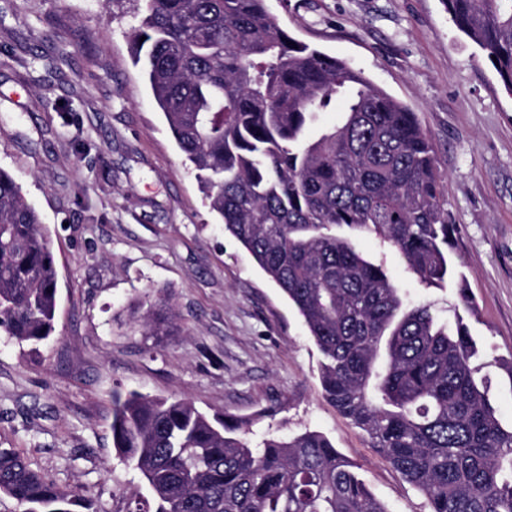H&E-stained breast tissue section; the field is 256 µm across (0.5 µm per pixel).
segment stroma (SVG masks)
<instances>
[{
  "instance_id": "35a3bbf8",
  "label": "stroma",
  "mask_w": 512,
  "mask_h": 512,
  "mask_svg": "<svg viewBox=\"0 0 512 512\" xmlns=\"http://www.w3.org/2000/svg\"><path fill=\"white\" fill-rule=\"evenodd\" d=\"M299 40L348 61L433 138L454 257L486 357L512 355V94L442 0H267ZM132 0H0V169L40 213L58 269L55 330L38 353L0 339V447L127 512L139 474L112 446V394L191 401L208 414L267 410L256 432H323L388 512L426 498L330 405L297 311L225 235L132 63ZM53 108L43 109V99ZM409 299L453 320L452 285ZM167 299L178 329L149 333Z\"/></svg>"
}]
</instances>
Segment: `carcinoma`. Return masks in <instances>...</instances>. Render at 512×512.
I'll return each mask as SVG.
<instances>
[{
	"label": "carcinoma",
	"mask_w": 512,
	"mask_h": 512,
	"mask_svg": "<svg viewBox=\"0 0 512 512\" xmlns=\"http://www.w3.org/2000/svg\"><path fill=\"white\" fill-rule=\"evenodd\" d=\"M267 0H137L133 64L224 224L303 318L326 400L428 501L430 512H512V426L460 315L406 301L375 236L423 288L456 282L453 225L415 113L346 61L282 29ZM512 91V0H443ZM344 102L339 124L309 133ZM58 270L40 215L0 169V337L35 352L54 331ZM265 413L209 416L183 399L112 397V443L150 497L128 512H387L323 433L246 438ZM0 495L21 512H93L16 448Z\"/></svg>",
	"instance_id": "obj_1"
}]
</instances>
